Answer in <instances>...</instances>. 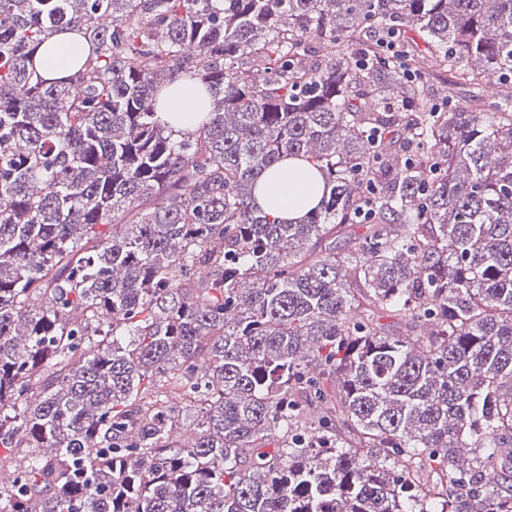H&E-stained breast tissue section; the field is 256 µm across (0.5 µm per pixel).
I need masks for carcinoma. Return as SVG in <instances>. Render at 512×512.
Segmentation results:
<instances>
[{"label": "carcinoma", "instance_id": "obj_1", "mask_svg": "<svg viewBox=\"0 0 512 512\" xmlns=\"http://www.w3.org/2000/svg\"><path fill=\"white\" fill-rule=\"evenodd\" d=\"M511 73L512 0H0V512H512ZM49 55H46L45 49ZM43 55L48 61L46 78L65 79L77 69V62L83 60L88 53V45L77 36L57 35L43 45ZM189 83L188 80L180 78L175 81L171 85L163 88L161 92V97L164 95H169L171 97V108L175 110H180L181 112L186 113H194L196 116H192L182 120L181 122H173L169 119L168 115L170 111L168 109L159 110V115L164 122L169 123L173 130L176 132L187 134L194 132L199 125H201L202 119L206 113L209 111L208 99H206V108H203L202 105H199L196 102L195 96L192 93L185 92L183 95L179 96V88L181 84ZM322 184L317 171L302 160H285L265 171L254 190L255 203L280 220H294L315 206Z\"/></svg>", "mask_w": 512, "mask_h": 512}]
</instances>
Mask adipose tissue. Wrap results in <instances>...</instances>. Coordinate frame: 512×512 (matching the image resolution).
I'll list each match as a JSON object with an SVG mask.
<instances>
[{"label": "adipose tissue", "instance_id": "obj_1", "mask_svg": "<svg viewBox=\"0 0 512 512\" xmlns=\"http://www.w3.org/2000/svg\"><path fill=\"white\" fill-rule=\"evenodd\" d=\"M46 48V76L52 80L72 75L88 53L85 41L69 34L54 37ZM321 192V178L314 168L301 160H286L262 174L254 198L256 205L278 219L293 220L315 206Z\"/></svg>", "mask_w": 512, "mask_h": 512}]
</instances>
